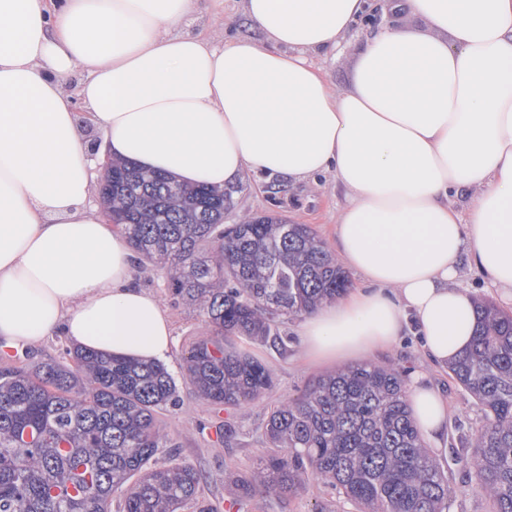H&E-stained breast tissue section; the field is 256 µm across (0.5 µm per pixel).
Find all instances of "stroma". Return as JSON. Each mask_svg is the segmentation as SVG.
<instances>
[{
	"instance_id": "35a3bbf8",
	"label": "stroma",
	"mask_w": 512,
	"mask_h": 512,
	"mask_svg": "<svg viewBox=\"0 0 512 512\" xmlns=\"http://www.w3.org/2000/svg\"><path fill=\"white\" fill-rule=\"evenodd\" d=\"M224 8H202L184 22L183 28L194 33L205 32L218 24L224 35L233 38L248 34L249 26L241 12V0H223ZM233 215L282 216L297 224H307L326 245L335 239L336 214L345 197L328 177L318 182L285 184L278 178L263 174H246L236 185ZM137 284L155 294L166 306L173 324L171 355L167 362L177 377L181 402L168 409L162 424L171 439L170 447L160 449L157 465L178 459L196 468L201 474L200 494L215 512H222L225 499L234 497L233 475L256 466L267 443L264 425L268 412L278 401L288 398L323 366L308 365L301 356L296 338L297 318H283L281 329L290 342L287 349L246 336L235 337V345L264 363L273 375L274 385L261 398L244 408L215 406L200 399L191 383L182 376V355L198 337L207 335L209 327L204 315L173 301L168 290L165 270L150 263H139ZM374 362H396L425 373L428 384L442 391L448 401V440L471 434L480 424L481 412L473 400L450 378L448 370L427 366L418 337L406 335L390 349L377 352ZM232 423L235 432L224 437L218 432L224 423ZM448 482L456 494L449 502V512H491L489 501L480 492L461 465L452 463L446 469ZM247 512H356L338 494L310 487L290 497H268L254 501Z\"/></svg>"
}]
</instances>
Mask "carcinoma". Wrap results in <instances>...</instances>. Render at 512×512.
I'll return each instance as SVG.
<instances>
[{"mask_svg":"<svg viewBox=\"0 0 512 512\" xmlns=\"http://www.w3.org/2000/svg\"><path fill=\"white\" fill-rule=\"evenodd\" d=\"M234 189L216 191L112 165L107 206L144 259L166 268L177 302L211 327L183 355L186 378L208 402L244 407L272 385L270 370L228 336L282 348L279 316H299L344 294L346 272L307 224L243 215L224 223ZM469 350L449 366L480 406L477 429L450 449L492 512H512V313L480 301ZM408 368L364 363L311 378L273 406L270 453L235 481L236 501L292 496L310 485L358 512H446L454 494L429 456L404 400ZM180 404L162 362L81 349L66 361L0 370V512H215L198 471L156 465L170 440L159 414Z\"/></svg>","mask_w":512,"mask_h":512,"instance_id":"cac0c4a2","label":"carcinoma"}]
</instances>
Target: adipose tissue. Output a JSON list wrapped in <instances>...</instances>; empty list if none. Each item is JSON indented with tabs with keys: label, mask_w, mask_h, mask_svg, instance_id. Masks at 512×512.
I'll return each instance as SVG.
<instances>
[{
	"label": "adipose tissue",
	"mask_w": 512,
	"mask_h": 512,
	"mask_svg": "<svg viewBox=\"0 0 512 512\" xmlns=\"http://www.w3.org/2000/svg\"><path fill=\"white\" fill-rule=\"evenodd\" d=\"M199 5L0 0V349L59 334L169 357L171 318L95 202L92 128L113 160L192 184L332 176L336 255L362 286L302 316L304 358L369 356L413 328L447 366L476 328L464 267L512 305V0H402L411 24L354 44L345 90L308 55L335 51L372 0H243L258 35L231 40L180 32ZM406 400L439 445L442 392L413 371Z\"/></svg>",
	"instance_id": "adipose-tissue-1"
}]
</instances>
